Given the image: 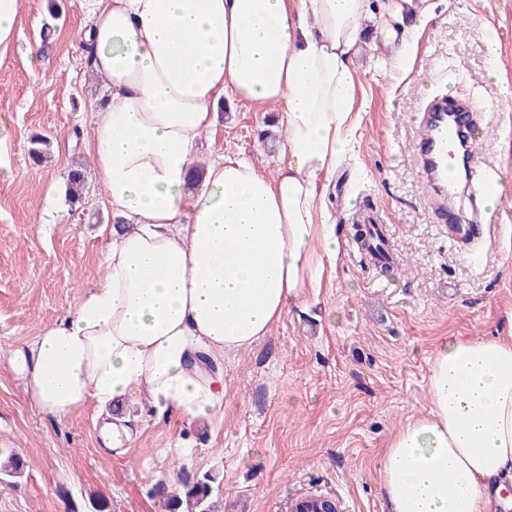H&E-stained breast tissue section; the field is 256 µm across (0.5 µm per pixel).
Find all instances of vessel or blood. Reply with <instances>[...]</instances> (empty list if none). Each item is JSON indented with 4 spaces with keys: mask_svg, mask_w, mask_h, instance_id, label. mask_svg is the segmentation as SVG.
<instances>
[{
    "mask_svg": "<svg viewBox=\"0 0 512 512\" xmlns=\"http://www.w3.org/2000/svg\"><path fill=\"white\" fill-rule=\"evenodd\" d=\"M414 122L419 130L414 153L429 191V205L449 241L462 252H473L478 243L492 237L495 211L486 199L498 194L502 180L496 173L485 174L478 181L473 178L477 151L471 104L461 97L435 94L426 99ZM462 181L471 185L463 210L455 204Z\"/></svg>",
    "mask_w": 512,
    "mask_h": 512,
    "instance_id": "vessel-or-blood-1",
    "label": "vessel or blood"
}]
</instances>
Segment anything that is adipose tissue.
<instances>
[{"mask_svg":"<svg viewBox=\"0 0 512 512\" xmlns=\"http://www.w3.org/2000/svg\"><path fill=\"white\" fill-rule=\"evenodd\" d=\"M369 0H94L107 94L88 152L115 216L105 271L12 364L57 420L145 398L187 424L223 412L228 354L266 336L341 242L327 206L356 124ZM277 106L281 163L203 160L220 99ZM427 416L383 451L390 512L512 507V336L442 341Z\"/></svg>","mask_w":512,"mask_h":512,"instance_id":"ef3b65f1","label":"adipose tissue"}]
</instances>
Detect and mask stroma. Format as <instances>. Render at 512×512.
<instances>
[{
    "label": "stroma",
    "instance_id": "stroma-1",
    "mask_svg": "<svg viewBox=\"0 0 512 512\" xmlns=\"http://www.w3.org/2000/svg\"><path fill=\"white\" fill-rule=\"evenodd\" d=\"M385 2L371 0L356 58L357 154L330 192L342 242L334 270L264 339L224 359L222 416L189 429L177 413L127 400L137 439L116 455L95 407L44 417L10 364L101 275L114 223L85 149L105 94L81 43L91 0H22L0 58V457L23 468L0 477V512H161L152 487L206 473L215 512H292L310 495L334 498L338 512H389L382 451L428 414L433 349L512 333V0H407L396 15ZM436 91L472 101L481 165L502 177L500 221L479 263L434 224L414 163L413 115ZM215 112L201 158L239 153L273 172L276 109L223 99ZM38 139L51 155L42 166L28 159ZM77 166L88 201L75 207L66 176ZM367 217L386 227L390 273L354 240Z\"/></svg>",
    "mask_w": 512,
    "mask_h": 512
}]
</instances>
